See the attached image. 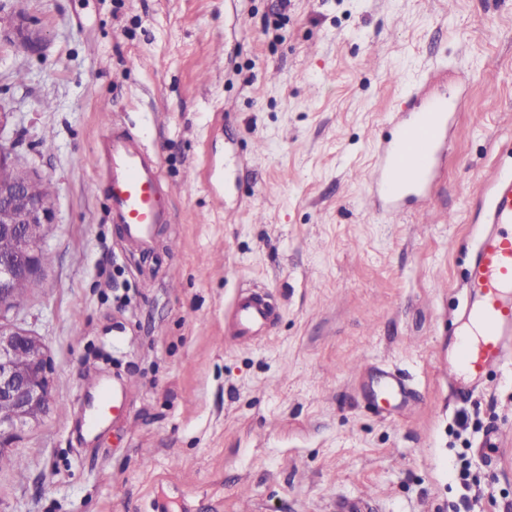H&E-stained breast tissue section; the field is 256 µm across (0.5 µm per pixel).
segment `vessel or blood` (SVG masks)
Segmentation results:
<instances>
[{"label":"vessel or blood","instance_id":"1","mask_svg":"<svg viewBox=\"0 0 512 512\" xmlns=\"http://www.w3.org/2000/svg\"><path fill=\"white\" fill-rule=\"evenodd\" d=\"M467 99L465 85L435 94L407 93L394 111L392 134L378 144L370 179V203L380 211L401 214L407 201L427 199L445 160L454 112ZM91 165L101 174L108 217L122 240L142 253L154 246L158 226L170 223L164 206V179L159 154L132 128L106 122ZM475 223L486 230L478 238L462 282L464 326L448 358V380L467 395L505 362V342L512 339V170L496 174ZM272 316L264 296L247 291L233 305L236 335L262 334Z\"/></svg>","mask_w":512,"mask_h":512}]
</instances>
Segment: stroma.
Returning <instances> with one entry per match:
<instances>
[{
  "label": "stroma",
  "instance_id": "1",
  "mask_svg": "<svg viewBox=\"0 0 512 512\" xmlns=\"http://www.w3.org/2000/svg\"><path fill=\"white\" fill-rule=\"evenodd\" d=\"M443 68L468 99L434 194L373 210L376 141ZM104 101L161 158L149 257L78 162ZM0 108L55 195L52 262L13 313L51 403L4 450L0 512H512V370L448 386L475 200L512 165V0H0ZM214 161L235 170L220 209ZM246 288L276 305L251 340L228 319ZM111 383L124 410L86 430Z\"/></svg>",
  "mask_w": 512,
  "mask_h": 512
}]
</instances>
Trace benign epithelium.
I'll return each instance as SVG.
<instances>
[{"mask_svg": "<svg viewBox=\"0 0 512 512\" xmlns=\"http://www.w3.org/2000/svg\"><path fill=\"white\" fill-rule=\"evenodd\" d=\"M35 171L20 166L13 149L0 144V236L22 242L23 265L0 256V456L12 432L43 418L51 402V363L44 339L15 324L9 313L20 305L21 278L44 268L43 242L54 223L53 197H33Z\"/></svg>", "mask_w": 512, "mask_h": 512, "instance_id": "7a95c632", "label": "benign epithelium"}]
</instances>
